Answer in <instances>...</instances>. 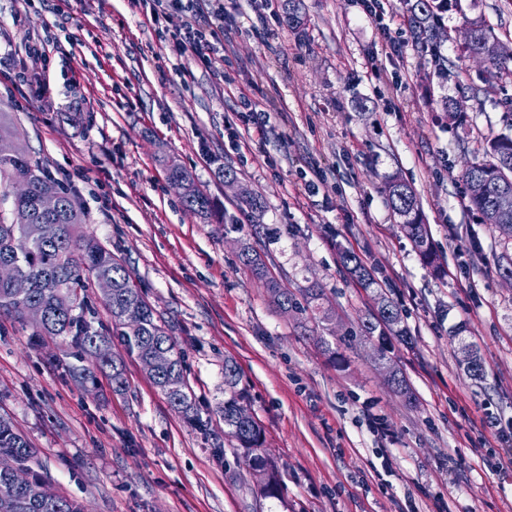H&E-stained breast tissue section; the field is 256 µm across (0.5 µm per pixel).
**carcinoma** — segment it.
Returning <instances> with one entry per match:
<instances>
[{
    "label": "carcinoma",
    "instance_id": "obj_1",
    "mask_svg": "<svg viewBox=\"0 0 512 512\" xmlns=\"http://www.w3.org/2000/svg\"><path fill=\"white\" fill-rule=\"evenodd\" d=\"M302 0H284L283 21L289 28L301 27ZM410 28L421 48H435L439 26L433 22V7L429 0H403ZM473 33L463 50L470 56L484 59L490 78L494 79L509 68V59L496 51L497 41L492 30L482 24L471 26ZM486 159L468 163L462 177L466 182L468 207L478 215L481 223L496 231L512 226V136L502 134L487 141L484 146ZM19 182L28 184L25 194H17L13 200V220L6 224L0 220V261L8 260L16 265L18 272L31 280L25 297L16 296L9 286L0 283V310L25 319L24 309L30 303H40L47 312L46 322L37 327L36 335L62 340L67 348L78 353L95 356V350L111 348V341L95 329L82 315L87 308L86 292L90 288L89 276L99 272L112 275V298L105 306L112 318L120 345L125 353L142 360L161 351L170 355V364L154 384L165 395L169 403L181 412L192 426L203 425L201 409L198 407L184 372V352L168 336L159 324L154 311L137 288L130 273L121 261L94 237L82 231L83 214L68 192L51 181L40 166L20 149L9 155H0V184L12 186ZM45 189L55 190L61 201L59 210L51 215H42L37 208V199ZM386 204L401 219V226L413 242L415 250L424 264L436 274L443 272L434 253L426 225L422 224L417 197L410 184L400 177H388L382 189ZM184 206L193 213H205L212 207L210 198L200 189L188 185L183 197ZM504 239L503 251L497 261L499 275L512 276V256L509 244ZM340 265L353 280L363 288L374 284L370 269L359 256L342 249L339 251ZM240 263L248 268L269 293L273 303L285 311L306 314L310 305L325 299L322 288L304 289L305 303L283 287L270 274L266 261L252 247L240 250ZM141 323L139 332L131 335L124 328L125 318ZM398 304L384 294H379L376 311L360 325L359 333L366 338H377V357L380 363L389 362L386 345L387 333L392 332L408 340ZM100 371L108 373L112 390L122 391L126 387L123 359L119 354L96 360ZM239 371L233 362H224V384L230 395L220 403L217 412L224 419V426L237 441V450L245 465L251 470H263L266 480L261 482V491L267 496L279 492L278 468L263 450L264 430L254 418L241 422L237 419V408L245 398V392L237 389ZM11 455L31 475V486L41 484V476L32 470L30 463L35 450L28 440L17 433L11 422L0 417V455ZM0 512H83L79 503L65 496H57L52 502L36 500L28 489H21L11 477L0 472Z\"/></svg>",
    "mask_w": 512,
    "mask_h": 512
}]
</instances>
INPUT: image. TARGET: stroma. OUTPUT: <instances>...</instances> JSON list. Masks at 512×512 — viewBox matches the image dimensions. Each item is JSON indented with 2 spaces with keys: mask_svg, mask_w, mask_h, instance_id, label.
Segmentation results:
<instances>
[{
  "mask_svg": "<svg viewBox=\"0 0 512 512\" xmlns=\"http://www.w3.org/2000/svg\"><path fill=\"white\" fill-rule=\"evenodd\" d=\"M384 21L395 54L354 0H303L300 30L257 22L249 5L204 70L159 43L132 0H0V107L17 144L72 195L84 231L118 257L185 353L205 427L188 424L124 358L126 388L70 377L75 354L0 312V416L38 450L52 491L85 512H512V468L490 471L497 437L512 448V282L498 235L468 207L465 161L512 134V74L490 78L462 49L475 23L512 44V0H449L439 69L415 45L402 0ZM49 54L26 56L28 40ZM27 58L28 82L11 75ZM271 115L249 144L240 93ZM462 103V114L448 112ZM174 161L207 193L186 210L167 179ZM232 167L259 195L252 224L224 185ZM320 170L316 195L301 172ZM399 175L417 193L443 275H433L381 192ZM256 249L291 291L319 285L324 310L283 312L242 266ZM372 268L377 288L343 272L338 247ZM385 293L410 343L390 355L412 399L395 394L359 325ZM463 327L484 380L464 370ZM233 359L265 428L282 492L261 496L215 415ZM223 455H215V448Z\"/></svg>",
  "mask_w": 512,
  "mask_h": 512,
  "instance_id": "stroma-1",
  "label": "stroma"
}]
</instances>
